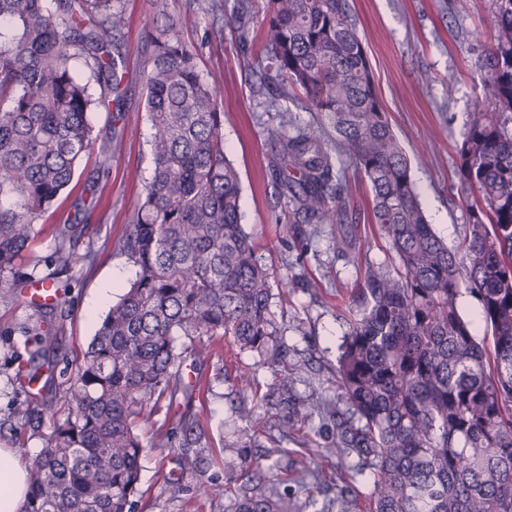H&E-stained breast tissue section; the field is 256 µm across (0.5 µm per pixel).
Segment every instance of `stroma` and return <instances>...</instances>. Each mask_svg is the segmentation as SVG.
<instances>
[{"mask_svg": "<svg viewBox=\"0 0 512 512\" xmlns=\"http://www.w3.org/2000/svg\"><path fill=\"white\" fill-rule=\"evenodd\" d=\"M236 0H168V11L190 17L183 38L197 54L203 78L220 92L224 146L239 171L245 229L269 267L274 298L270 312L273 341L287 354L280 365L265 354L216 340L214 351L189 367L209 389L197 399L209 442L205 448H158L155 437L172 424L176 410L167 399L153 404L140 421L144 448L140 458L139 512H238L249 485L244 459L268 467L276 495L274 512H362L375 490L372 471H358L356 456L338 458L327 449L336 437L337 419L351 409L336 382L338 347L356 309L351 297L366 262L386 257L385 241L369 221L370 194L353 163L343 165L347 181L343 220L301 222L289 197L278 194L270 171L277 162L267 130L287 132L315 126L316 113L302 109L280 92L262 88L247 67L254 48L240 40L242 30L259 29L261 14H237ZM370 60L378 95L412 160V175L430 224L460 246L468 215L457 170V149L467 115L476 103L471 74L492 41L494 0H350ZM126 25L121 41L126 65L135 78L125 91L122 112L91 113L94 142L83 158V179L95 181L86 195L89 220L85 239L92 261L59 271L55 229L71 213L73 198L61 194L56 207L35 220L36 237L25 256L29 271L55 278L62 300L61 352L73 365L101 320L124 293L117 286L107 300L102 288L113 274L129 268L115 247L144 199L152 174L151 126L145 111L146 89L138 73L147 64L145 37L155 27L151 0H119ZM37 314L20 299L0 301V448L34 460L45 447L54 421L68 414L66 385L49 394L54 419L25 424L26 404L14 384L16 358L32 339ZM289 382L285 409L302 420L267 418L259 394ZM255 430L256 448H240L241 431ZM322 470L323 484L302 476L299 462ZM224 484V495L203 494L208 483Z\"/></svg>", "mask_w": 512, "mask_h": 512, "instance_id": "obj_1", "label": "stroma"}]
</instances>
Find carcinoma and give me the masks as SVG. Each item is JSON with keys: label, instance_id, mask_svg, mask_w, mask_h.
<instances>
[{"label": "carcinoma", "instance_id": "carcinoma-1", "mask_svg": "<svg viewBox=\"0 0 512 512\" xmlns=\"http://www.w3.org/2000/svg\"><path fill=\"white\" fill-rule=\"evenodd\" d=\"M160 25L144 72L152 128V176L117 249L137 279L112 306L68 387V414L54 424L30 473L24 512H134L143 445L140 418L165 397L182 403L157 446H203L195 386L182 367L200 336L265 348L271 273L242 225L239 175L224 154L223 112L182 41L186 18L152 0ZM251 69L269 85L302 91L318 125L281 147L279 193L304 222L341 215L347 157L371 195V221L394 264L368 265L352 296L361 309L340 345L336 382L359 425L336 424L327 452L356 454L374 470L368 512H512V0H495L493 42L474 85L457 169L471 199L467 233L452 248L429 224L411 164L377 94L349 0H265ZM115 0H0V300L52 278L25 271L33 219L73 183L93 137L87 115L122 107L130 78L116 37ZM88 70L82 79L72 63ZM58 230L61 267L87 217ZM481 305L486 336L457 306L461 289ZM34 348L15 384L39 416H54L61 332L58 302L35 304ZM190 345L176 352L174 337ZM260 475L239 512H270Z\"/></svg>", "mask_w": 512, "mask_h": 512}]
</instances>
